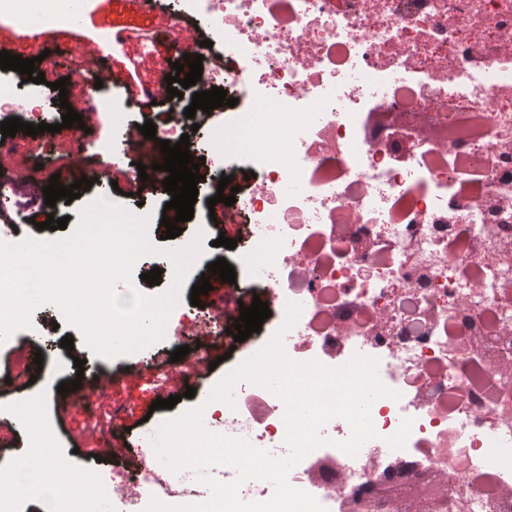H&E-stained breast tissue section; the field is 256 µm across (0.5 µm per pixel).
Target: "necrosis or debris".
Instances as JSON below:
<instances>
[{"label":"necrosis or debris","mask_w":512,"mask_h":512,"mask_svg":"<svg viewBox=\"0 0 512 512\" xmlns=\"http://www.w3.org/2000/svg\"><path fill=\"white\" fill-rule=\"evenodd\" d=\"M223 18L224 51L204 50L208 86L260 104L173 114L157 138L192 124L248 139L261 187L236 205L244 242L265 257L255 283L273 307L302 306L287 355L329 367L360 354L399 399L371 407L378 433L357 456L336 446L348 423L322 429L330 445L289 474L328 512H386L374 489L404 465L411 484L452 477L467 512H512V389L499 392L492 356L512 341L469 345L495 323L500 268L487 258L486 225L512 245V0H193ZM236 60L229 72L224 58ZM106 126L144 124L147 106L96 95ZM234 406L208 414L211 432L287 455L284 405L242 380ZM197 504L194 471L171 476L142 454L111 467L112 512H143L145 497Z\"/></svg>","instance_id":"4bbe7bcc"}]
</instances>
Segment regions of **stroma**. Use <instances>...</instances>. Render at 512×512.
<instances>
[{
  "mask_svg": "<svg viewBox=\"0 0 512 512\" xmlns=\"http://www.w3.org/2000/svg\"><path fill=\"white\" fill-rule=\"evenodd\" d=\"M114 24L128 28L130 37L124 43L109 39L110 27ZM72 36L77 40L97 38L104 41L105 50L100 61L87 65L86 70L89 75L102 80L108 96L119 104L125 100L129 63H136L138 76L144 81L157 74H171L174 62L183 58L182 53L174 51L171 36L159 25L157 17L141 11L135 0H98L95 8L78 14ZM146 44L153 46L152 55H144L142 47ZM80 133V127L75 125L54 133L38 134L35 143H21L13 154L0 162L7 166L27 165L29 154L34 149L45 155H58L61 146L73 141ZM100 190V185H92L91 188L82 189L80 197L70 204L55 207L42 202L32 204L25 200L20 201L22 220L17 229L18 238H64L63 230L41 229V222L52 215L68 218L70 225H77L80 211L85 208L94 193ZM222 236L236 240V248L214 247V240ZM237 236V225H212L209 212L200 204L195 205L192 220L184 222L180 239L167 238L165 226H158L152 238L153 244L157 247L156 253L141 257L134 266V272L138 276L136 285L141 293L156 295L170 286L173 270L170 261L162 254L163 249H173L177 244L196 241L201 245V253L187 276L176 307V315L169 318L163 340L141 351L107 359L95 356L85 345L79 331L64 320L59 310L53 308L42 309L38 331L16 332L15 344L28 353H41L44 362L29 391L15 397L0 399V418L15 422L20 433L19 446L0 449V459L16 462L30 446V426L28 423L18 421L16 415L17 410L25 402L33 401L38 404L40 425H47L53 429L52 446L56 458L65 461L70 471L79 477L96 470L99 461H114L117 457L116 441H123L125 447L136 448L139 439L150 435L161 421L187 408L202 405L226 372L258 351L264 333L274 328L273 319H266L261 332L252 333L243 342H235L232 335L228 334L225 335L223 343L213 345L209 357L216 360V368L201 369L194 385V397L182 399L173 409H152V402L162 396L164 389L151 381L148 361L158 352H174L182 343L189 341L192 321L199 308L215 311V304L206 295L202 296L200 306H192L190 293L201 274L206 273L208 264L218 258H225L237 273L235 284L229 287L234 300L242 301L244 306L248 307L251 306L254 297H266V290L258 288L252 282L258 258L245 244L238 242ZM156 267L161 270L158 283L147 284L142 278L143 273ZM66 336L72 338L73 349L61 348L60 341ZM78 358L85 362V371L81 374L77 373L74 367V361ZM100 373L110 375L112 378L107 398L97 405L104 417L100 428L104 439L95 443L93 452L88 453L80 448L85 437L84 409L80 406L60 409L57 388L61 382L79 376L82 377L87 392H94V378ZM119 404L128 407L121 421L126 431L120 436L115 435L111 420L112 409Z\"/></svg>",
  "mask_w": 512,
  "mask_h": 512,
  "instance_id": "stroma-1",
  "label": "stroma"
}]
</instances>
